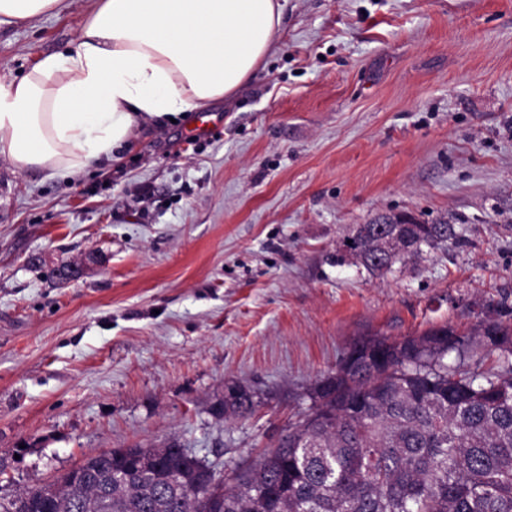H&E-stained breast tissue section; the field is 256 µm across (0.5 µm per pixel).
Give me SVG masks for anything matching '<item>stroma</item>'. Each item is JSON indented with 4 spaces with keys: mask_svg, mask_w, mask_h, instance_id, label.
<instances>
[{
    "mask_svg": "<svg viewBox=\"0 0 512 512\" xmlns=\"http://www.w3.org/2000/svg\"><path fill=\"white\" fill-rule=\"evenodd\" d=\"M91 5L1 25L0 76ZM398 213L466 242L381 276L345 257ZM483 320L512 323V0H287L231 100L140 121L121 162L0 157V503L134 444L251 463L357 339ZM231 386L253 414L213 415Z\"/></svg>",
    "mask_w": 512,
    "mask_h": 512,
    "instance_id": "stroma-1",
    "label": "stroma"
}]
</instances>
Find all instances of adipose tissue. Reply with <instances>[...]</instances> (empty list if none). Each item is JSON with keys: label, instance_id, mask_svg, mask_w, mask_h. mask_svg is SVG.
I'll return each instance as SVG.
<instances>
[{"label": "adipose tissue", "instance_id": "adipose-tissue-1", "mask_svg": "<svg viewBox=\"0 0 512 512\" xmlns=\"http://www.w3.org/2000/svg\"><path fill=\"white\" fill-rule=\"evenodd\" d=\"M287 0H94L76 41L0 78V156L74 178L116 161L140 120L232 96L278 36Z\"/></svg>", "mask_w": 512, "mask_h": 512}]
</instances>
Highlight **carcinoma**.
<instances>
[{
	"label": "carcinoma",
	"instance_id": "obj_1",
	"mask_svg": "<svg viewBox=\"0 0 512 512\" xmlns=\"http://www.w3.org/2000/svg\"><path fill=\"white\" fill-rule=\"evenodd\" d=\"M383 242L357 224L343 247L372 275L462 237L454 224H393ZM499 336L502 346L470 351ZM308 411L276 447L220 484L172 439L91 453L21 489L3 512H512V324L468 333L432 327L399 341L353 343L336 373L309 394ZM231 387L220 414L253 412Z\"/></svg>",
	"mask_w": 512,
	"mask_h": 512
}]
</instances>
